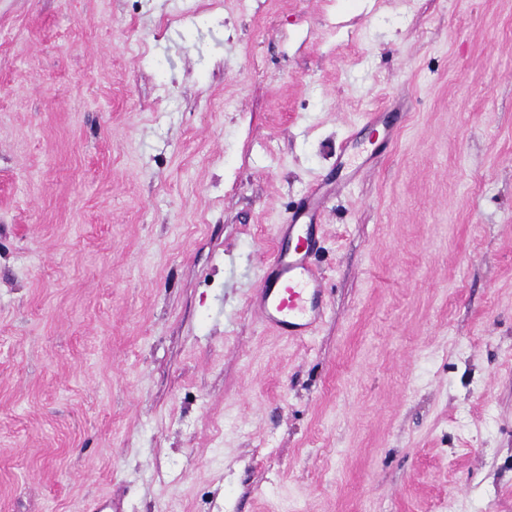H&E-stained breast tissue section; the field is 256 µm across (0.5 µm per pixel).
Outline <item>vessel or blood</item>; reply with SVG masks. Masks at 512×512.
I'll list each match as a JSON object with an SVG mask.
<instances>
[{
	"label": "vessel or blood",
	"instance_id": "b4317fda",
	"mask_svg": "<svg viewBox=\"0 0 512 512\" xmlns=\"http://www.w3.org/2000/svg\"><path fill=\"white\" fill-rule=\"evenodd\" d=\"M298 215H290L279 228L295 238L292 250H273L250 307L267 327L288 339L313 335L327 314L326 288L310 260L311 243L302 234Z\"/></svg>",
	"mask_w": 512,
	"mask_h": 512
}]
</instances>
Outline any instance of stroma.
Wrapping results in <instances>:
<instances>
[{
    "label": "stroma",
    "instance_id": "35a3bbf8",
    "mask_svg": "<svg viewBox=\"0 0 512 512\" xmlns=\"http://www.w3.org/2000/svg\"><path fill=\"white\" fill-rule=\"evenodd\" d=\"M0 512H512V0H0ZM296 213L281 224L277 238L297 237L292 251L274 247L250 307L278 336L302 339L312 336L327 314L326 288L310 261L311 243L302 236Z\"/></svg>",
    "mask_w": 512,
    "mask_h": 512
}]
</instances>
